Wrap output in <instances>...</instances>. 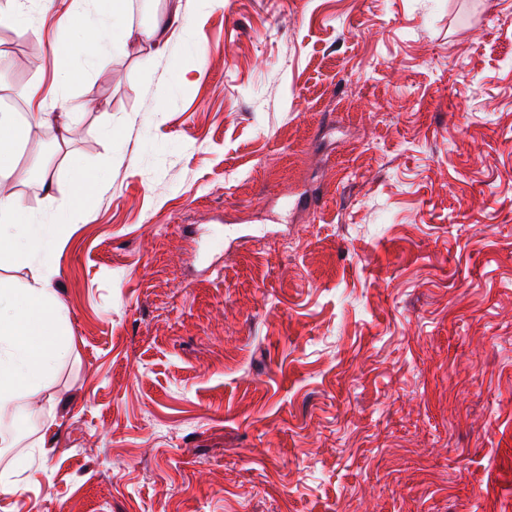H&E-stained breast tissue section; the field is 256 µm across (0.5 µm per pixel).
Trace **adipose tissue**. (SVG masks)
<instances>
[{
	"label": "adipose tissue",
	"mask_w": 512,
	"mask_h": 512,
	"mask_svg": "<svg viewBox=\"0 0 512 512\" xmlns=\"http://www.w3.org/2000/svg\"><path fill=\"white\" fill-rule=\"evenodd\" d=\"M127 2L110 0L109 6L100 8L96 23L73 11H62L56 15V25L64 31L79 28L81 49L94 61L105 60L117 45L135 44L154 53L162 52L169 30L183 22L179 9H172L150 26L136 28L128 19ZM14 94L25 102L27 111L0 112V256L24 263L46 254L51 242L42 225L21 221L26 207L16 183L34 176L49 192L54 179L49 160L41 158L35 166L23 168L19 165L20 154L28 145L31 132L49 124L55 127L57 144L67 143L71 114L85 110L87 104L67 97L62 111H53L34 84L15 88ZM63 309L51 271L34 274L19 289L0 287V413L31 407L57 361L65 355Z\"/></svg>",
	"instance_id": "obj_1"
}]
</instances>
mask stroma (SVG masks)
<instances>
[{"instance_id":"stroma-1","label":"stroma","mask_w":512,"mask_h":512,"mask_svg":"<svg viewBox=\"0 0 512 512\" xmlns=\"http://www.w3.org/2000/svg\"><path fill=\"white\" fill-rule=\"evenodd\" d=\"M179 3L63 83L0 27V99L87 101L53 158L66 356L0 512H512V0ZM39 35H32V28ZM89 176L84 187L71 168Z\"/></svg>"}]
</instances>
